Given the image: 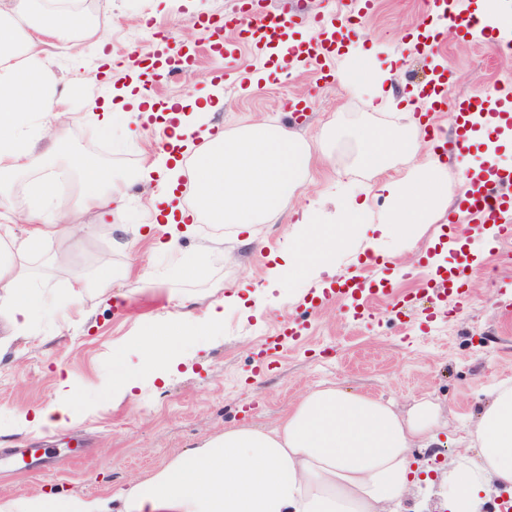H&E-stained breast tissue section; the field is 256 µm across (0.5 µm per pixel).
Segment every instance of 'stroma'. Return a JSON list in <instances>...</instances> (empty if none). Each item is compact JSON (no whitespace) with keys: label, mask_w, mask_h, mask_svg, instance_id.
I'll return each instance as SVG.
<instances>
[{"label":"stroma","mask_w":512,"mask_h":512,"mask_svg":"<svg viewBox=\"0 0 512 512\" xmlns=\"http://www.w3.org/2000/svg\"><path fill=\"white\" fill-rule=\"evenodd\" d=\"M71 2L93 14L98 36L113 56L130 59L135 49L153 42L159 28L173 42L189 43L194 70L173 79L152 77L149 96L178 103L199 102L215 93L224 104L206 114L203 125L210 130L271 117L314 145L329 121L348 130L364 118L385 120L362 99L348 95L337 61L318 90L305 68L284 78L270 75L266 85L244 91L241 76L261 67L262 57L229 31L224 40L235 46L236 64L225 68L223 57L211 49L212 31L203 21L240 14L248 0H173L168 7L161 0ZM263 5L300 21L305 36L313 18L358 8L357 0H263ZM426 16L425 0H376L375 9L359 22L357 36L375 46L376 59L383 64L397 61L395 97L426 82L436 66L454 76L446 89L449 102L494 88L512 92V57L493 54L482 36L469 42L451 39L431 52L406 44L408 31ZM54 53L55 90L66 93L76 114L67 137L70 153L97 156L111 168L139 169L165 141L166 129L144 122L123 152H113L111 142L93 131L94 105L115 94L122 74L102 78L91 49L77 71L66 46ZM293 99L301 102L295 121L283 110ZM352 151L345 137L332 157L316 155L297 205L317 202L329 211L337 194L366 190L368 175L352 169ZM126 194L124 207L110 215L78 213L75 221L83 225L82 233L52 237L27 260L36 283L56 297L69 298L74 280L84 281L79 307L39 320L24 335L0 316V448L48 443L59 449L83 447L82 455L59 457L48 470L34 467L20 473L1 467L0 512L45 492L119 495L131 481L165 468L185 449L222 435L227 426L274 425L292 402L321 384L370 394L402 412L420 398L432 399L446 426L443 444L434 453L419 448L415 454L429 456L431 466L442 471L457 457L466 427L489 392L499 381L512 379V244L499 242L491 253L475 235L466 247H458L449 243L448 225L442 220L426 225L422 237L403 254L404 261L415 263L417 276L388 277L392 295L373 299L371 314L355 315L338 297L312 309L300 289L283 285L268 291L260 315L226 311L214 335L186 346L177 364L165 368L164 379H154L141 372L144 354L132 346V339L171 310L172 298L193 297L192 312L202 317L228 290L264 284L266 256L280 249L290 226L282 219L257 225L247 242L234 228L198 221L180 237L181 255H195L205 242L216 254L204 277L186 281L176 276L169 257L154 251L151 239L142 235L155 221L147 207L148 190L133 181ZM130 239L135 242L132 251L121 250V242ZM58 252L67 256L68 274L54 273L49 266L50 256ZM104 261L112 267L109 287H89ZM145 265L154 273L149 283L140 277ZM449 268L465 273L462 295L431 309L428 292L437 274ZM395 296L405 298V306L393 307ZM289 320L304 323V335L286 348L267 352L269 367L258 369L266 342ZM116 373L138 379L127 398L108 391ZM63 379L70 383L71 398L59 391ZM66 401L72 416L53 433L31 421L35 410Z\"/></svg>","instance_id":"stroma-1"}]
</instances>
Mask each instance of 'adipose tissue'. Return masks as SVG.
<instances>
[{
    "label": "adipose tissue",
    "mask_w": 512,
    "mask_h": 512,
    "mask_svg": "<svg viewBox=\"0 0 512 512\" xmlns=\"http://www.w3.org/2000/svg\"><path fill=\"white\" fill-rule=\"evenodd\" d=\"M34 0H0V179L32 174L30 190L37 210L25 217L6 216L0 225V316L19 331L54 316L60 304L48 300L28 276L23 260L58 234L73 235L79 225L53 206L55 172L45 164L65 140L74 117L62 96L49 88L58 44H68L81 58L97 35L83 16L68 8H45L34 20ZM375 51L350 48L341 82L374 111L393 98V67L374 64ZM420 104L405 101L389 125H357L353 132L355 166L373 182L365 196H337L333 211L303 207L293 211L294 231L271 256L268 286L288 281L324 287L339 271L340 252L359 245L352 265L378 258L386 262L410 248L448 205V165L442 148L428 145L413 114ZM130 77L119 101L104 99L96 130L121 151L118 124L139 125L141 112H154ZM171 142L195 148L192 161L195 207L186 210L174 183L152 198L158 221L192 224L205 216L252 234L299 195L313 161L310 144L284 126L254 119L233 130L211 134L199 124L179 119ZM163 151L134 175L106 169L92 155L76 159L79 192L74 210L111 213L123 207L130 179L151 181L166 167ZM406 164L398 177L388 170ZM382 201L373 210L372 201ZM28 228L17 235V220ZM238 292L225 293L205 318L183 310L155 321L137 340L153 359L170 360L181 342L213 335L228 308L246 307ZM442 427L435 404L420 400L407 411L368 394L319 386L304 394L272 427L240 424L223 435L177 456L166 468L135 481L120 494V512H390L418 480L411 459L414 448L439 445ZM448 512H479L490 484L512 487V383L498 384L466 432L465 445L446 473ZM108 497L82 494L39 495L23 500L17 512H113Z\"/></svg>",
    "instance_id": "ef3b65f1"
}]
</instances>
